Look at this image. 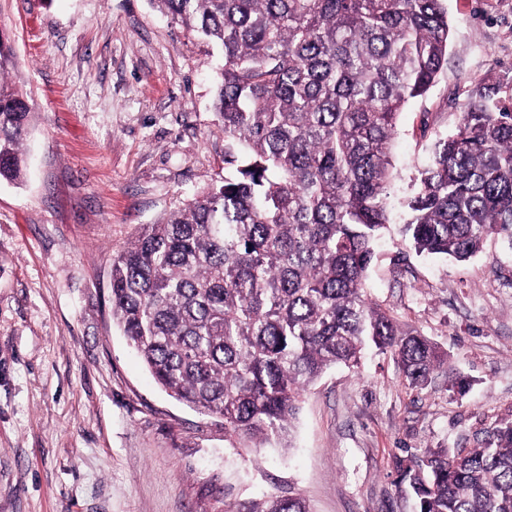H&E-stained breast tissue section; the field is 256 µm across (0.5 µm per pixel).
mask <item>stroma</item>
Wrapping results in <instances>:
<instances>
[{
	"label": "stroma",
	"mask_w": 512,
	"mask_h": 512,
	"mask_svg": "<svg viewBox=\"0 0 512 512\" xmlns=\"http://www.w3.org/2000/svg\"><path fill=\"white\" fill-rule=\"evenodd\" d=\"M446 7L448 59L400 115L393 224L367 289L451 372L415 391L390 355L367 353L308 389L291 447L256 453L159 387L110 303L113 254L224 175L222 52L154 0H0L8 82L34 112L25 179L0 182V512H224L288 493L312 512H417L400 462L512 410V241L458 262L399 233L465 90L512 71V0Z\"/></svg>",
	"instance_id": "stroma-1"
}]
</instances>
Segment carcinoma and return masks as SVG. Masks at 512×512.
I'll return each mask as SVG.
<instances>
[{
	"label": "carcinoma",
	"instance_id": "1",
	"mask_svg": "<svg viewBox=\"0 0 512 512\" xmlns=\"http://www.w3.org/2000/svg\"><path fill=\"white\" fill-rule=\"evenodd\" d=\"M224 53L215 102L224 180L145 224L112 256V322L175 399L253 447L290 435L304 392L363 350L426 388L448 355L365 291L392 223L391 147L407 103L447 61L444 0H155ZM0 33V181L25 168L27 96ZM418 254L512 240V76L466 90L407 202ZM418 512H512V411L401 465ZM247 512H310L299 495Z\"/></svg>",
	"mask_w": 512,
	"mask_h": 512
}]
</instances>
